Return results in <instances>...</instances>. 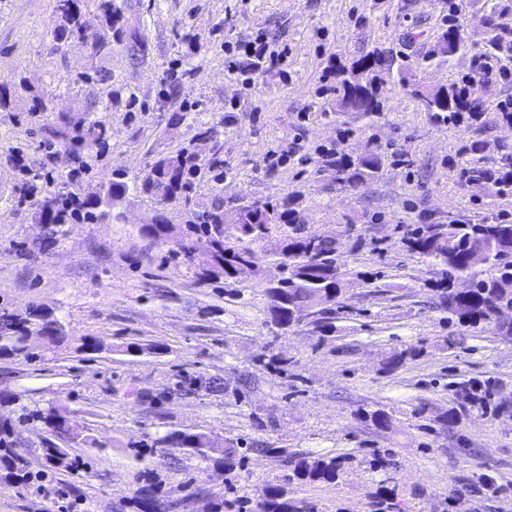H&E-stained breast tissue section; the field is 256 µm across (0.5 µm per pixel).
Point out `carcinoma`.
Here are the masks:
<instances>
[{
    "label": "carcinoma",
    "instance_id": "carcinoma-1",
    "mask_svg": "<svg viewBox=\"0 0 512 512\" xmlns=\"http://www.w3.org/2000/svg\"><path fill=\"white\" fill-rule=\"evenodd\" d=\"M95 5L100 25L111 36L98 37L90 33L85 21L83 0H56L55 25L50 31L53 46L60 48L72 41H82L90 49V63L79 75L88 85H103L109 75L97 65L99 59L112 54L114 46L125 48L133 56L142 57L148 51L145 35L140 27L125 21L122 9L114 0H91ZM459 5H450L448 26L438 34L426 60L450 59L467 49L469 37L458 24L456 13ZM502 8L493 4L477 19V26L484 35L481 45L483 55L493 56L501 48L497 33L501 28ZM333 94L330 111L336 116L357 115L368 120L383 114L385 84L387 79L398 77L407 83L405 69L387 50L375 47L351 60L336 62L329 69ZM418 106L434 122L443 125L463 126L472 139L464 146L469 156L468 166L461 174L466 180L476 176L484 187L498 195H512V146H499L495 166L485 163L486 133L501 125L512 126V97L489 106L483 92L470 81H451L434 87L419 86L413 90ZM43 99L30 93L22 82L0 81V112L23 109L36 113L42 111ZM58 151L81 156L92 153L107 137L106 127L92 113L72 122L61 116V125L54 131ZM385 164V154L370 149L354 154L344 149L327 152L321 156L320 167L336 173V183L355 187L376 179ZM84 167L73 169L61 182L68 192L83 197L87 219L95 224H109L121 218V205L129 195H146L158 209L154 225L146 231L152 239L165 240L169 224L165 206L181 199L202 177L201 162L197 154L187 147L158 153L142 175L128 180L120 171L112 172V180L94 192H84ZM62 191H48L40 197L32 195V184L22 183L17 188L16 200L20 206H29L34 220L42 224L59 223V204L64 200ZM193 229L201 233L200 241L183 245L185 255L199 257L196 279L203 283L213 278L238 280L248 266H258L265 261L275 265L279 276L265 281V291L270 299L268 322L279 330L297 325L296 314H303L306 331L324 336L336 329V306L340 304L341 286L346 275L340 261L339 241L335 238H314L306 231V224L296 202H280L268 198L227 200L215 190L209 207L195 214ZM267 241L270 248L265 258L257 256L253 245ZM407 251L423 262L432 274L428 287L438 296L440 305L451 318L464 326L476 328L497 318L496 308L501 304L512 306V224L484 220L479 223L452 221L448 224H417L407 228L402 238ZM481 248H492L489 266L498 275L482 278L470 268V253ZM32 336L44 337L46 343H57L66 337L65 331L55 321H48L33 310L27 315H0V356L8 358L37 357ZM60 416L54 407L25 410L22 422H39L51 433L60 428ZM156 445L166 450L178 449L204 461L211 458L205 453V436L201 433L169 431L156 439ZM42 466L55 472L66 470L75 476L88 475V462L81 457H71L66 449L54 442L43 448ZM0 469L4 479L24 487L30 479L27 466L15 452L7 447L0 449ZM340 463L336 459L298 458L293 461V475L288 480L333 482L338 476ZM158 492L147 486L137 501L139 512H154L158 508ZM260 512H313L303 501L288 498L286 487L269 485L259 501Z\"/></svg>",
    "mask_w": 512,
    "mask_h": 512
}]
</instances>
